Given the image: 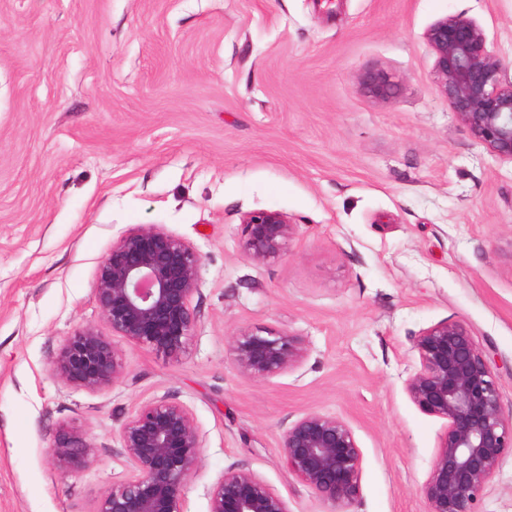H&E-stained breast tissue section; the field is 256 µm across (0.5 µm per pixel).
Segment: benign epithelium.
Segmentation results:
<instances>
[{"label":"benign epithelium","instance_id":"benign-epithelium-1","mask_svg":"<svg viewBox=\"0 0 512 512\" xmlns=\"http://www.w3.org/2000/svg\"><path fill=\"white\" fill-rule=\"evenodd\" d=\"M434 56L437 87L460 123L494 156L512 162V81L501 80L502 59L489 47L483 28L463 15L446 16L425 34ZM375 98H394L398 85L383 71L362 80ZM243 249L268 263L284 256L294 224L280 211L242 216ZM202 258L187 241L162 227L140 225L112 243L93 293L112 335L172 359L186 350L197 324L193 306ZM236 367L254 380L296 368L306 349L285 331L240 329L229 338ZM413 348L419 367L405 384L422 412L441 418L446 431L423 484L427 512H476L479 496L504 455L512 453V418L504 416L490 363L459 321H441L421 331ZM62 380L98 391L124 373L123 348L94 326L72 336L54 362ZM119 444L131 475L104 491L93 512H182L184 487L201 463L202 434L193 411L172 398L140 404L121 426ZM288 470L322 499L353 500L360 489L362 456L348 425L309 412L281 440ZM94 447L63 435L53 447L62 471L85 466ZM208 512H290L274 489L244 470L224 473L209 493Z\"/></svg>","mask_w":512,"mask_h":512}]
</instances>
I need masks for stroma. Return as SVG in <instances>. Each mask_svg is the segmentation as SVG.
<instances>
[{
    "instance_id": "stroma-1",
    "label": "stroma",
    "mask_w": 512,
    "mask_h": 512,
    "mask_svg": "<svg viewBox=\"0 0 512 512\" xmlns=\"http://www.w3.org/2000/svg\"><path fill=\"white\" fill-rule=\"evenodd\" d=\"M464 15L512 80V0H0V512H92L131 467L122 424L143 402L187 404L203 433L183 512L246 469L291 512H427L445 431L405 383L413 340L469 326L512 413V163L458 121L425 33ZM398 82L388 101L367 71ZM280 210L288 252L243 251L244 213ZM156 224L200 252L198 322L173 360L127 344L89 391L52 362L85 327L129 229ZM300 338L295 369L256 381L228 337ZM336 416L362 454L355 500L331 504L289 472L288 425ZM95 458L63 473V434ZM477 512H512L505 455ZM363 85L375 98L388 101L394 98L398 85L391 76L383 71H370L362 80Z\"/></svg>"
}]
</instances>
